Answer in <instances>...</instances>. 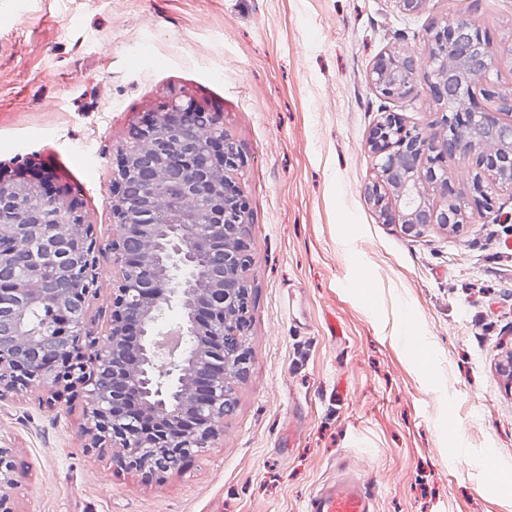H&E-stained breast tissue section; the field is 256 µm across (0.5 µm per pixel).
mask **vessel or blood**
Returning <instances> with one entry per match:
<instances>
[{
  "instance_id": "1",
  "label": "vessel or blood",
  "mask_w": 512,
  "mask_h": 512,
  "mask_svg": "<svg viewBox=\"0 0 512 512\" xmlns=\"http://www.w3.org/2000/svg\"><path fill=\"white\" fill-rule=\"evenodd\" d=\"M304 512H375L374 494L363 470L340 468L335 481L308 495Z\"/></svg>"
}]
</instances>
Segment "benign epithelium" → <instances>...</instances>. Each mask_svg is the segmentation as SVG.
Returning a JSON list of instances; mask_svg holds the SVG:
<instances>
[{
	"label": "benign epithelium",
	"instance_id": "7a95c632",
	"mask_svg": "<svg viewBox=\"0 0 512 512\" xmlns=\"http://www.w3.org/2000/svg\"><path fill=\"white\" fill-rule=\"evenodd\" d=\"M469 22L432 26L424 78L442 112L438 132L407 127L386 112L366 146L378 177L366 198L387 224L421 234L436 226L458 231L469 203L449 195L447 162L471 158L489 179L473 192L476 205L496 189H512V98L496 112L469 105L473 81L451 76L448 65L472 54L492 68L493 54ZM418 67L398 50L379 56L369 80L386 97L416 88ZM112 219L121 233L101 244L85 226L77 199L35 169L30 178L0 172V259L16 253L25 233L54 208L63 224L43 232L45 248L19 279H0V399L40 385L84 397L95 448L149 478L176 469L218 439L216 422L233 407L232 382L247 369L249 245L243 225L248 204L238 182L244 156L218 118L194 99L177 96L150 114L117 150ZM112 258L116 286L106 334L87 328L98 293L101 260ZM55 303L47 331L22 322L31 307ZM185 400L180 418L167 406ZM11 449L0 448V485L12 481Z\"/></svg>",
	"mask_w": 512,
	"mask_h": 512
}]
</instances>
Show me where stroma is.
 Listing matches in <instances>:
<instances>
[{
    "label": "stroma",
    "mask_w": 512,
    "mask_h": 512,
    "mask_svg": "<svg viewBox=\"0 0 512 512\" xmlns=\"http://www.w3.org/2000/svg\"><path fill=\"white\" fill-rule=\"evenodd\" d=\"M468 20L494 53L475 108L512 94V0H0V166L78 189L111 239L117 147L184 92L240 146L252 216L246 377L211 447L145 478L85 433V402L0 400L11 512H302L337 463L368 459L376 512H512V191L462 230L418 236L364 197L382 112L438 130L426 87L384 98L368 74L425 31ZM455 444L465 460L450 461ZM499 478L485 483L487 458Z\"/></svg>",
    "instance_id": "stroma-1"
}]
</instances>
